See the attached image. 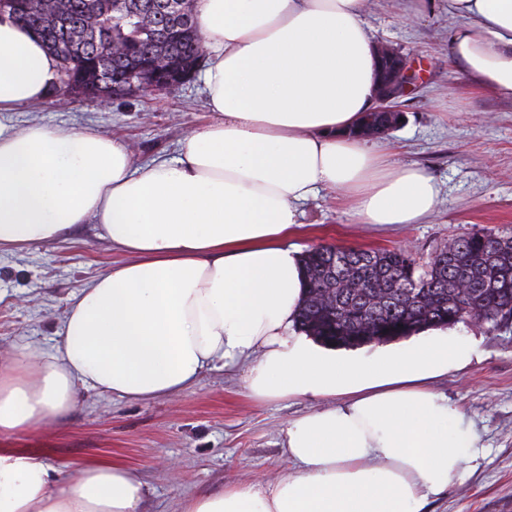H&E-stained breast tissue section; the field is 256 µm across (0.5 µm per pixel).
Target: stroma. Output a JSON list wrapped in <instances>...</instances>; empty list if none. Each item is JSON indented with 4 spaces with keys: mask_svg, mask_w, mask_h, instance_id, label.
<instances>
[{
    "mask_svg": "<svg viewBox=\"0 0 512 512\" xmlns=\"http://www.w3.org/2000/svg\"><path fill=\"white\" fill-rule=\"evenodd\" d=\"M412 0H369L374 43L408 54L420 75L402 100L403 122L384 139L391 159L424 167L440 186L437 209L399 228L359 224L334 192L304 207L302 249L411 246L429 258L454 237L512 234V99L480 90L448 62L455 24L447 7L411 18ZM16 126L38 121L97 127L130 143L138 161L174 158L183 135L207 124L202 82L165 93H136L104 103L51 97L9 113ZM92 224L64 241L0 252V357L13 346L50 351L67 298L88 279L125 261ZM468 353L430 387L471 421L480 456L461 483L424 512H512V320H473L452 328ZM309 400H257L244 387L243 365L204 372L196 386L153 401L94 393L68 415L10 439L55 466L109 458L144 484L142 512H180L185 498L236 484H266L288 471L284 429L311 410Z\"/></svg>",
    "mask_w": 512,
    "mask_h": 512,
    "instance_id": "1",
    "label": "stroma"
}]
</instances>
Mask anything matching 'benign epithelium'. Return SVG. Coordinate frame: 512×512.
I'll use <instances>...</instances> for the list:
<instances>
[{
  "label": "benign epithelium",
  "mask_w": 512,
  "mask_h": 512,
  "mask_svg": "<svg viewBox=\"0 0 512 512\" xmlns=\"http://www.w3.org/2000/svg\"><path fill=\"white\" fill-rule=\"evenodd\" d=\"M380 77L375 92L376 105L367 112L364 121H358L353 131L359 138L380 136L400 124L402 111L400 100L408 95L417 82L415 70L407 55L387 45L375 47ZM169 61L158 56L153 64L155 79L139 86H131L133 92H167L189 82L186 77L168 76Z\"/></svg>",
  "instance_id": "1"
}]
</instances>
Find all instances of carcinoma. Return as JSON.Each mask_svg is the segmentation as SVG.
<instances>
[{
	"label": "carcinoma",
	"mask_w": 512,
	"mask_h": 512,
	"mask_svg": "<svg viewBox=\"0 0 512 512\" xmlns=\"http://www.w3.org/2000/svg\"><path fill=\"white\" fill-rule=\"evenodd\" d=\"M163 0H6L0 19L32 28L58 60L53 96L77 86L112 87L113 77L139 82L155 56L177 73L197 69L194 9L180 21ZM504 236L476 231L452 239L422 261L402 248L355 249L318 245L302 257L306 294L299 328L336 348H358L408 338L428 329L479 319L512 318V246ZM323 288L335 289L325 305Z\"/></svg>",
	"instance_id": "cac0c4a2"
}]
</instances>
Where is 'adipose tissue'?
<instances>
[{
	"label": "adipose tissue",
	"mask_w": 512,
	"mask_h": 512,
	"mask_svg": "<svg viewBox=\"0 0 512 512\" xmlns=\"http://www.w3.org/2000/svg\"><path fill=\"white\" fill-rule=\"evenodd\" d=\"M367 0H196L204 106L212 119L174 159L138 162L92 127L17 128L4 115L42 102L55 57L0 20V249L96 225L126 262L69 297L52 351L0 360V438L70 413L82 392L152 400L220 365L244 364L261 399L312 410L288 422L290 470L266 485L185 499L181 512H422L478 453L464 414L427 385L464 347L434 328L372 357L317 344L296 326L304 202L336 192L359 224H419L439 187L382 145L350 137L375 103ZM448 60L512 99V0H447ZM341 401L327 405V398ZM124 465L74 471L0 448V512H141Z\"/></svg>",
	"instance_id": "1"
}]
</instances>
